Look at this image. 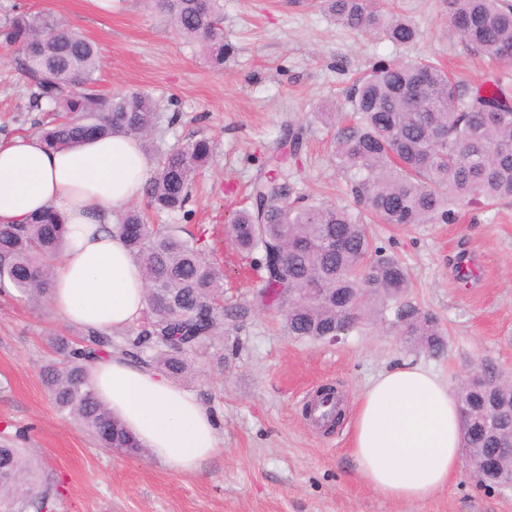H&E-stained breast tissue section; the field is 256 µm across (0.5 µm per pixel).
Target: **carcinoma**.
<instances>
[{"label": "carcinoma", "mask_w": 512, "mask_h": 512, "mask_svg": "<svg viewBox=\"0 0 512 512\" xmlns=\"http://www.w3.org/2000/svg\"><path fill=\"white\" fill-rule=\"evenodd\" d=\"M182 38L224 67L230 48L220 27L223 0H151ZM327 12L354 32L381 34L408 47L417 30L394 11L391 0H325ZM448 23L501 74L472 86L452 78L431 57L379 60L355 78L341 99L317 113L333 131L331 156L345 176L346 193L358 210L309 201L267 171L250 185L248 205L233 213L224 233L262 272V288L244 306L224 308V271L204 257L202 235L184 237L173 224H151L149 213L185 209L199 169L212 160L206 139L160 149L151 138L158 105L147 92L104 96L95 89L101 57L96 45L50 13L19 10L0 24V49L15 56L33 88V99L71 117L53 120L38 134L50 148L69 147L91 136L122 131L138 138L155 170L141 205L128 207L114 225L138 260L146 283L145 315L125 331L123 345L109 332L57 336L58 358L40 367L54 408L85 430L101 448L139 456L144 448L102 404L86 379V367L117 352L157 366L173 380L199 360L221 364L213 351L226 322L275 306L285 331L296 339L348 336L375 300L401 342L439 354L445 348L436 318L405 300L411 288L399 261L373 248L362 215L409 226L456 219L455 208L512 199V5L503 0H448ZM307 128L288 120L279 127L270 162L296 160ZM65 235L53 210L22 224H0V293L26 304L50 302L56 260ZM506 410L490 414L464 381L461 407L474 412L470 447L491 457L504 435L512 436V388L489 375L486 384ZM0 441V512H28L48 488L37 459Z\"/></svg>", "instance_id": "carcinoma-1"}]
</instances>
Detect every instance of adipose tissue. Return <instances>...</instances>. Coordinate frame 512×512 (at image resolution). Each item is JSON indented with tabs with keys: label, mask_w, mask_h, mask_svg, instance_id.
<instances>
[{
	"label": "adipose tissue",
	"mask_w": 512,
	"mask_h": 512,
	"mask_svg": "<svg viewBox=\"0 0 512 512\" xmlns=\"http://www.w3.org/2000/svg\"><path fill=\"white\" fill-rule=\"evenodd\" d=\"M153 162L133 137L115 133L51 149L35 134L0 143V224L52 209L68 227L52 308L83 330H122L145 309L139 264L112 230L140 197ZM99 397L143 447L182 473H195L219 447L213 417L157 367L113 354L89 372ZM459 406L430 370L408 362L362 394L352 457L363 480L386 498L419 502L445 488L460 463Z\"/></svg>",
	"instance_id": "ef3b65f1"
}]
</instances>
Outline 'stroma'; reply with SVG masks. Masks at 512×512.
<instances>
[{"mask_svg":"<svg viewBox=\"0 0 512 512\" xmlns=\"http://www.w3.org/2000/svg\"><path fill=\"white\" fill-rule=\"evenodd\" d=\"M50 12L94 41L101 53L97 85L112 95L135 90L159 105L155 143L163 149L208 139L213 160L200 170L187 216L152 215L155 224L207 230L210 262L224 271L225 305L247 304L259 279L224 237L225 220L262 172L278 127L307 125L298 164L284 178L315 201L351 199L330 156L319 106L336 101L380 59L434 55L458 80L475 85L491 66L448 26L446 0H396L418 31L395 48L353 33L324 10L323 0H224L223 71L208 66L147 0H0V22L14 5ZM32 89L11 57L0 59V140L36 132L51 113L32 105ZM374 247L396 257L411 287L407 299L432 314L446 350L435 357L404 347L370 313L360 330L332 344L298 340L274 307L225 335L224 366L181 381L216 418L217 453L193 475L142 455L97 447L52 406L40 367L53 336H76L51 309L0 295V438L23 431L52 491L47 512H512V488L484 484L461 461L448 487L424 501L384 498L361 481L350 454L355 403L381 373L401 362L427 368L457 388L476 365L512 376V199L462 207L452 224L395 227L376 222ZM472 264L460 280L459 263ZM324 384L343 395L345 421L314 425L304 408Z\"/></svg>","mask_w":512,"mask_h":512,"instance_id":"obj_1","label":"stroma"}]
</instances>
